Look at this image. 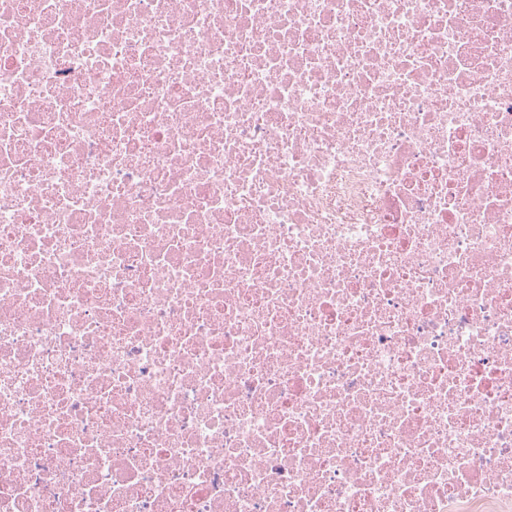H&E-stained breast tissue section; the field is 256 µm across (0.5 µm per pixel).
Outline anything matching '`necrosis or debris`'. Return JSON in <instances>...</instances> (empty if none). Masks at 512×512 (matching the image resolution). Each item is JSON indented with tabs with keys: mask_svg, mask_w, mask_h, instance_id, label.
I'll return each instance as SVG.
<instances>
[{
	"mask_svg": "<svg viewBox=\"0 0 512 512\" xmlns=\"http://www.w3.org/2000/svg\"><path fill=\"white\" fill-rule=\"evenodd\" d=\"M0 512H512V0H0Z\"/></svg>",
	"mask_w": 512,
	"mask_h": 512,
	"instance_id": "obj_1",
	"label": "necrosis or debris"
}]
</instances>
